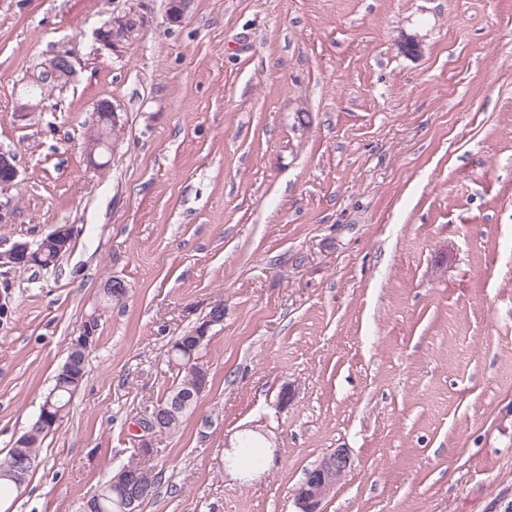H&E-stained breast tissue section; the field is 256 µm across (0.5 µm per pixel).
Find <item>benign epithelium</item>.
<instances>
[{"label":"benign epithelium","instance_id":"7a95c632","mask_svg":"<svg viewBox=\"0 0 512 512\" xmlns=\"http://www.w3.org/2000/svg\"><path fill=\"white\" fill-rule=\"evenodd\" d=\"M191 0H168L167 20L173 25L184 22ZM152 24L151 11L145 0H130L127 6L112 12V15L95 30V39L104 48L116 51L121 44L106 36L114 29L130 28V37L143 35ZM47 71L54 75L60 71L68 78L74 71L70 55L65 50L53 54L45 64ZM111 113L110 119L118 124L121 121L119 108L109 100L96 103L92 123H98L99 113ZM20 171L16 155L10 150L0 149V223L7 224L13 215L11 190L17 185ZM41 252L35 251L29 242H16L9 249L0 251V268H32L40 266ZM96 321L86 319L79 334L70 339V351L82 352L92 349L96 342ZM141 445L150 446L164 427L160 423V408L154 407L136 424ZM351 468V458L347 449L336 448L327 454L313 469L305 473V478L295 489L294 498L299 512H323L322 503L328 494L339 485Z\"/></svg>","mask_w":512,"mask_h":512}]
</instances>
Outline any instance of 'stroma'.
Wrapping results in <instances>:
<instances>
[{
	"label": "stroma",
	"mask_w": 512,
	"mask_h": 512,
	"mask_svg": "<svg viewBox=\"0 0 512 512\" xmlns=\"http://www.w3.org/2000/svg\"><path fill=\"white\" fill-rule=\"evenodd\" d=\"M146 3L152 27L114 52L93 32L125 0H0V148L21 170L0 250L75 231L54 267L0 268V457L106 280L129 289L0 512H78L219 299L209 384L158 439L140 512H295L337 448L352 466L324 512H512V0H192L174 27ZM59 49L73 76L18 118ZM102 99L123 130L94 167ZM245 433L267 447L250 473L228 462Z\"/></svg>",
	"instance_id": "stroma-1"
}]
</instances>
